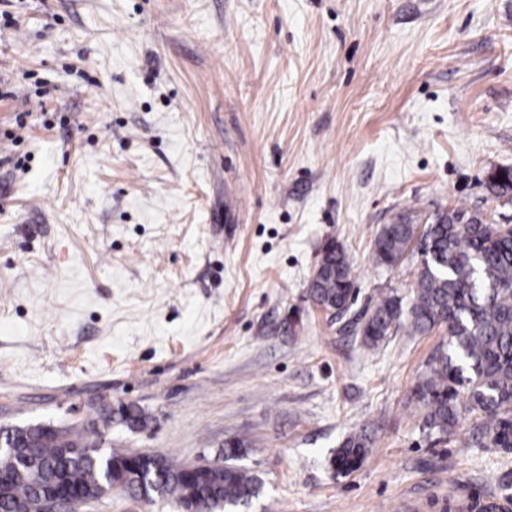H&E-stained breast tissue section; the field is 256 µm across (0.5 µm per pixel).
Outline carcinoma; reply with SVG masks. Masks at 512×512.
<instances>
[{
  "label": "carcinoma",
  "mask_w": 512,
  "mask_h": 512,
  "mask_svg": "<svg viewBox=\"0 0 512 512\" xmlns=\"http://www.w3.org/2000/svg\"><path fill=\"white\" fill-rule=\"evenodd\" d=\"M488 193L512 204V167L488 175ZM422 230L404 219L384 224L374 240L378 265L394 268L417 252L419 267L408 297L381 293L355 311L358 295L346 249L326 242L309 281V296L330 318L345 321L363 347L376 349L403 326L413 335L446 327L440 348L419 377L413 396L425 411L428 433L447 435L461 418L476 422V437L512 451V224L454 208ZM104 422L130 431L147 425L135 404L108 411ZM0 437L22 453L0 448V512H52L50 496L66 490L93 501L117 490L135 499L176 498L186 512H234L263 491L262 480L231 464L243 441L224 443V463L191 480V467L157 455L133 471L124 456L99 449L82 432L55 433L48 425L0 426ZM369 440L349 434L331 459L341 474L362 463Z\"/></svg>",
  "instance_id": "1"
}]
</instances>
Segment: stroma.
<instances>
[{"mask_svg":"<svg viewBox=\"0 0 512 512\" xmlns=\"http://www.w3.org/2000/svg\"><path fill=\"white\" fill-rule=\"evenodd\" d=\"M0 426L239 466L247 512H512V452L444 440L412 397L445 328L366 351L307 285L334 239L357 303L399 218L512 219V0H0ZM296 318L294 331L284 329ZM369 446L349 475L347 435ZM80 512H182L120 492ZM486 189L496 200L512 204V167L492 171L488 175ZM104 422L115 423L127 428L130 431L139 430L147 425V417L135 404L120 405L117 411H108ZM369 440L361 432L349 434L331 459L334 469L341 474L355 471L362 463Z\"/></svg>","mask_w":512,"mask_h":512,"instance_id":"obj_1","label":"stroma"}]
</instances>
